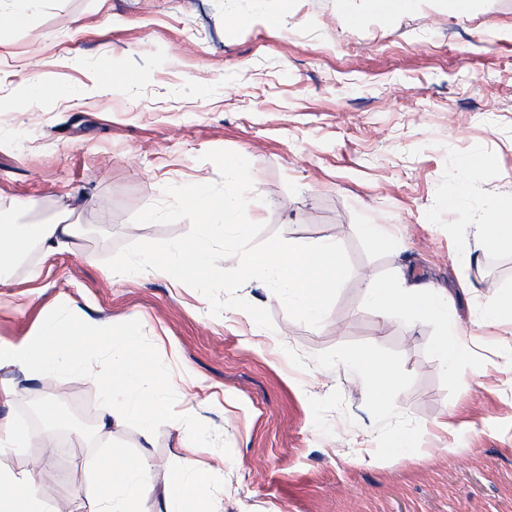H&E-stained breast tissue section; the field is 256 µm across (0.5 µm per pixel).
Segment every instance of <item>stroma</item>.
<instances>
[{"instance_id":"1","label":"stroma","mask_w":512,"mask_h":512,"mask_svg":"<svg viewBox=\"0 0 512 512\" xmlns=\"http://www.w3.org/2000/svg\"><path fill=\"white\" fill-rule=\"evenodd\" d=\"M246 154L251 221L297 243L332 238L353 273L320 327L292 319L258 282L236 298L269 310L267 335L236 308L165 275H116L105 260L128 242L172 238L188 221L133 223L168 185L218 181L206 152ZM484 165L468 167L473 156ZM512 195V0H32L0 30V221L47 224L80 202L72 251L28 256L0 296V339L33 334L56 307L102 321L139 320L170 371L179 413L229 452L101 428L89 378L52 386L15 368L0 401L28 440L0 466L35 469L51 512H88L96 459L118 449L143 461L157 512L189 463L209 469L199 490L212 512H512V324L480 337L460 372L436 348L439 321L382 315L366 285L397 269L448 291L461 335L512 290V252L484 250L486 206ZM34 202L23 210L19 201ZM388 225L390 246L359 232ZM469 247L474 262L456 255ZM372 351L396 375L378 413L357 369ZM67 422V468L45 460L30 408L46 389ZM412 435L414 447L392 455ZM33 468V467H32Z\"/></svg>"}]
</instances>
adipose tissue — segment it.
<instances>
[{
	"label": "adipose tissue",
	"mask_w": 512,
	"mask_h": 512,
	"mask_svg": "<svg viewBox=\"0 0 512 512\" xmlns=\"http://www.w3.org/2000/svg\"><path fill=\"white\" fill-rule=\"evenodd\" d=\"M76 225L63 220L49 224L0 225V288L12 287L13 268L34 250L51 255L68 248L76 235ZM477 233L490 250L512 251V196L489 208ZM369 298L380 312L418 310L437 316L443 333L437 348L450 369H458L471 352L467 337L455 329L454 313L448 294L439 288L408 283L405 276L380 286L369 285ZM354 364L379 406H386L392 372L389 364L375 355L360 351ZM95 479L90 491L91 512H134L135 503L149 496L151 486L144 481V466L123 452L113 449L102 454L94 466ZM34 472L0 468V512H47L34 490Z\"/></svg>",
	"instance_id": "adipose-tissue-1"
}]
</instances>
